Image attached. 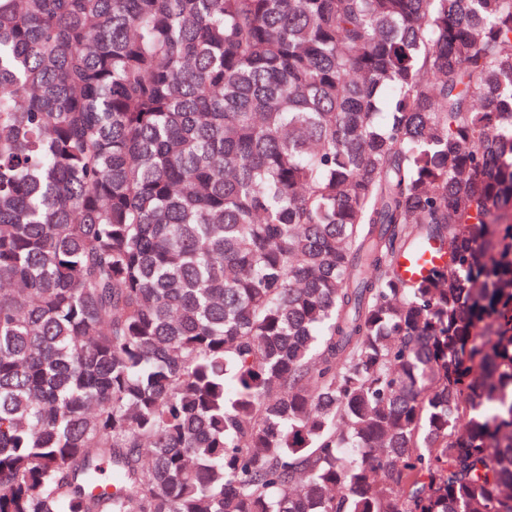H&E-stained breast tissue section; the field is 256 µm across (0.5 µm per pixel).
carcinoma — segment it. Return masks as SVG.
<instances>
[{"label":"carcinoma","mask_w":512,"mask_h":512,"mask_svg":"<svg viewBox=\"0 0 512 512\" xmlns=\"http://www.w3.org/2000/svg\"><path fill=\"white\" fill-rule=\"evenodd\" d=\"M0 512H512V0H0ZM445 256L433 248H425L417 253H409L401 257L399 273L409 279H419L425 276L434 267L442 265Z\"/></svg>","instance_id":"cac0c4a2"}]
</instances>
